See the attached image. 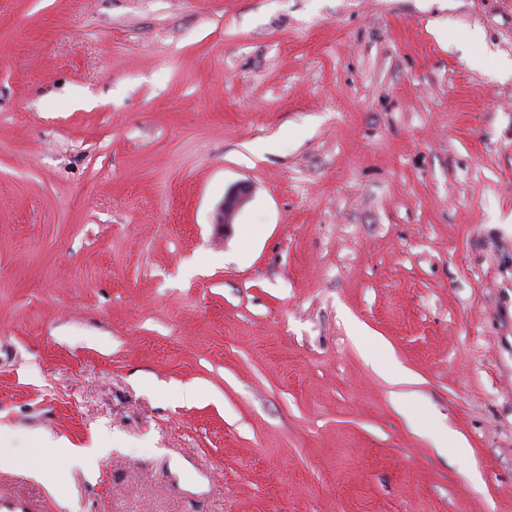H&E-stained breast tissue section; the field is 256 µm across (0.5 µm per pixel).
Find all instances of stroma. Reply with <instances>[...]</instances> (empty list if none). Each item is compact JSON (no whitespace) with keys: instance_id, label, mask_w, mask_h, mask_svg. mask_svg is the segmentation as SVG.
<instances>
[{"instance_id":"obj_1","label":"stroma","mask_w":512,"mask_h":512,"mask_svg":"<svg viewBox=\"0 0 512 512\" xmlns=\"http://www.w3.org/2000/svg\"><path fill=\"white\" fill-rule=\"evenodd\" d=\"M507 62L512 0H0V494L512 512ZM251 192V187L246 183H241L229 191L218 208L214 224H221L219 226H224V228L230 227L235 214L248 201ZM404 413L414 428L434 439L437 447L454 448L456 453L467 455L469 448L460 434L450 429L439 428L428 416L407 405L404 406ZM60 456L71 462L83 464L87 472L92 476H97V461L103 457L108 448H85L64 442L59 444Z\"/></svg>"}]
</instances>
